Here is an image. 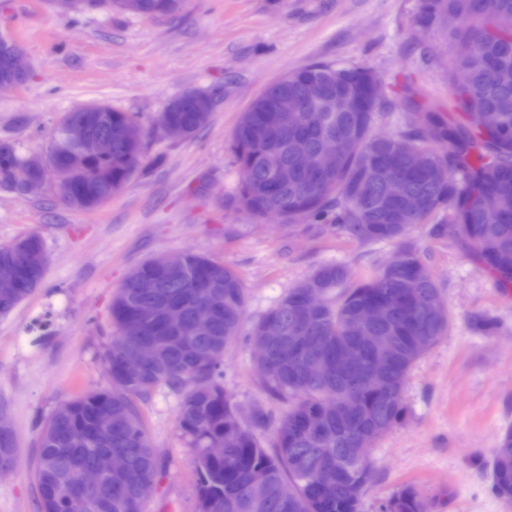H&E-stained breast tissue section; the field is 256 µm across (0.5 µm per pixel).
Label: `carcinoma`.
Segmentation results:
<instances>
[{"label": "carcinoma", "mask_w": 512, "mask_h": 512, "mask_svg": "<svg viewBox=\"0 0 512 512\" xmlns=\"http://www.w3.org/2000/svg\"><path fill=\"white\" fill-rule=\"evenodd\" d=\"M184 2L112 0V7L141 16H173ZM419 23L445 28L455 45L449 78L467 123L409 124L381 144L372 137L377 113H366V124L356 125L354 113L335 107L303 113L299 132L285 120L260 142L257 124L263 113L257 97L233 133L240 174L236 204L255 217L272 205L290 223L306 216L330 221L366 244L400 242L414 226L450 207L455 223L436 226L437 233L461 240L468 253L507 286L512 284V0H423ZM366 73L360 67L315 63L276 80L268 91L313 103L345 91L348 78L364 85ZM169 105V123L184 131L182 139L196 135L210 121L211 113L195 111L188 90ZM107 116L112 154L84 158L79 171L69 177L80 181L85 174L112 186L115 194L129 184L142 146L128 144L119 135L126 123L136 121L132 114L114 110ZM343 130L351 132V139L336 171L317 184L294 174L288 184L272 185L275 167L291 164L294 153L316 147L327 132ZM63 146L59 126L47 151L48 165L34 168L14 141L1 139L0 188L22 194L24 180H45L57 173ZM419 150L432 155L427 174L407 169ZM387 177L403 180L401 200L391 203L382 197L381 183ZM401 254L406 256L401 267H383L369 277L356 278L341 264L321 265L253 324L251 343L265 322L276 320L284 335L306 336L328 348L350 342L349 326L360 308L372 304L379 311L370 335L381 342L362 352V364L382 373V382L375 386L357 376L338 378L334 372L311 381L286 345L268 355L258 370L260 380L286 405L268 447L255 433L269 424L268 415L257 412L246 424L241 408L224 390L221 358L238 342L246 314L239 275L222 262L191 252L185 253L178 273H160V255L135 266L112 299L115 335H126V323L142 304L181 309L186 328L174 333L159 317L145 322L139 338L152 340L157 348L151 366L120 356L105 344L102 359L111 386L61 403L40 433L33 470L40 512H142V487L155 481L159 464L135 400L158 387L178 398L177 427L194 450L196 512H362L357 488L373 480L374 469L357 443L367 438L374 445L404 421L409 374L448 331V316L425 312L416 299L437 291L434 279L413 249L404 247ZM45 273L44 265L23 270L17 287L0 295V316L12 313L40 287ZM145 278L154 279L156 287H142ZM312 288L322 289L325 300L307 319L303 301ZM212 297L220 299L221 307L209 327L198 330L193 313ZM410 336L427 337L416 355L405 345ZM221 443L223 454L209 453ZM109 452L127 454L132 468L121 476H107L97 487L82 484L79 472ZM491 470L492 492L512 506V427L492 450ZM260 479L267 496L255 501L249 491ZM380 512H428V506L418 489L407 485L381 504Z\"/></svg>", "instance_id": "cac0c4a2"}]
</instances>
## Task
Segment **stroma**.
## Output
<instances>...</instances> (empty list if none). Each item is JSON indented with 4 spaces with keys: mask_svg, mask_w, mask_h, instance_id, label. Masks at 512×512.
I'll return each mask as SVG.
<instances>
[{
    "mask_svg": "<svg viewBox=\"0 0 512 512\" xmlns=\"http://www.w3.org/2000/svg\"><path fill=\"white\" fill-rule=\"evenodd\" d=\"M422 0H186L173 17L115 9H54L49 0H0V34L14 38L27 81L0 92V139L21 154L47 149L60 119L92 104L135 113L143 157L128 188L92 212L65 206L53 182L21 196L0 188V245L36 234L48 258L42 285L0 317V416L17 466L0 477V512H39L32 478L40 431L56 406L110 378L101 358L113 334L112 297L130 270L161 253L194 252L235 269L256 320L317 267L358 276L413 248L451 316L447 334L412 369L406 421L372 448L374 479L363 512L415 486L429 512H511L490 490L487 467L512 427V288L451 236L453 211L432 214L403 243L361 244L313 218L288 224L235 204L232 134L271 82L313 62L364 67L381 81L373 130L398 131L434 112L461 123L455 54L441 28L420 29ZM215 93L209 125L167 138L159 118L181 92ZM224 388L244 414L279 416L261 387L252 350L239 342L222 362ZM157 451L143 512H195L193 456L177 428L178 399L155 389L139 404Z\"/></svg>",
    "mask_w": 512,
    "mask_h": 512,
    "instance_id": "1",
    "label": "stroma"
}]
</instances>
